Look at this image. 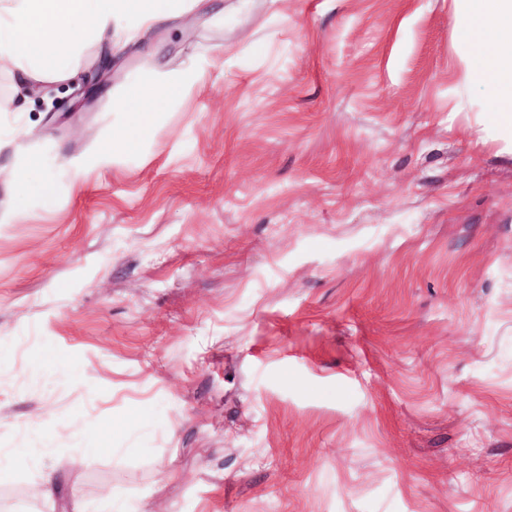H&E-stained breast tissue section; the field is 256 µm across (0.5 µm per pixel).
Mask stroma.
Wrapping results in <instances>:
<instances>
[{"label": "stroma", "mask_w": 512, "mask_h": 512, "mask_svg": "<svg viewBox=\"0 0 512 512\" xmlns=\"http://www.w3.org/2000/svg\"><path fill=\"white\" fill-rule=\"evenodd\" d=\"M231 2L0 71V512H512V137L449 0ZM204 76V68L191 62L177 72L167 73L160 82L151 85L131 82L126 93L113 101L115 111L122 115V131L95 152L93 162L110 165L123 154L139 151L150 136L158 112L170 101L186 96Z\"/></svg>", "instance_id": "1"}]
</instances>
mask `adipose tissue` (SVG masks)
Returning <instances> with one entry per match:
<instances>
[{
    "mask_svg": "<svg viewBox=\"0 0 512 512\" xmlns=\"http://www.w3.org/2000/svg\"><path fill=\"white\" fill-rule=\"evenodd\" d=\"M450 6L470 81L490 88V109L512 131V0H450ZM189 10L186 0H0V66L33 79L57 76L61 59L72 56L82 38L108 28L123 41H137ZM204 76L203 67L192 62L151 85L131 82L113 103L122 131L95 152L94 163L109 165L139 151L158 112Z\"/></svg>",
    "mask_w": 512,
    "mask_h": 512,
    "instance_id": "obj_1",
    "label": "adipose tissue"
}]
</instances>
